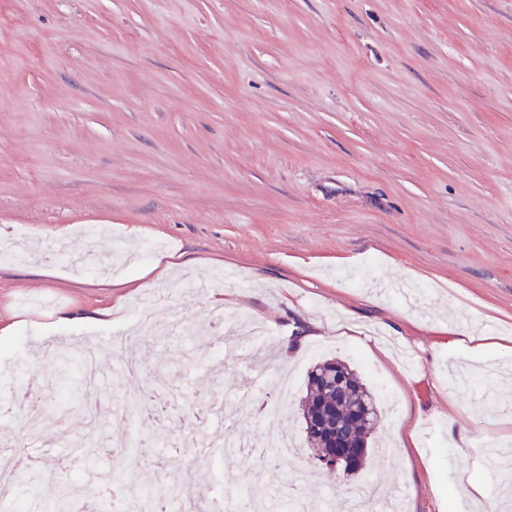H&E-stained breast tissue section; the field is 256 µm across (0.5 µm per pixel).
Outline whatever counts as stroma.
Masks as SVG:
<instances>
[{
	"label": "stroma",
	"mask_w": 512,
	"mask_h": 512,
	"mask_svg": "<svg viewBox=\"0 0 512 512\" xmlns=\"http://www.w3.org/2000/svg\"><path fill=\"white\" fill-rule=\"evenodd\" d=\"M84 224L107 268L81 262ZM1 233L33 250L0 259V428L19 454L67 462L11 512L64 479L72 512H113L117 469L194 504L260 479L347 512L367 483L397 481V512H476L454 481L466 469L512 512V458L484 467L512 439V354L467 342L484 323L512 341V0H0ZM151 240L168 251L126 262ZM160 293L185 324L223 308L221 348L177 331L111 346ZM64 344L106 369L102 434L61 412ZM333 357L380 410L341 479L299 410ZM283 375L289 450L265 473L248 454L256 402L277 401ZM147 388L178 408L146 426L152 457L113 456L107 441L139 433L113 412ZM217 400L238 454L196 419ZM81 443L94 460L71 458Z\"/></svg>",
	"instance_id": "obj_1"
}]
</instances>
